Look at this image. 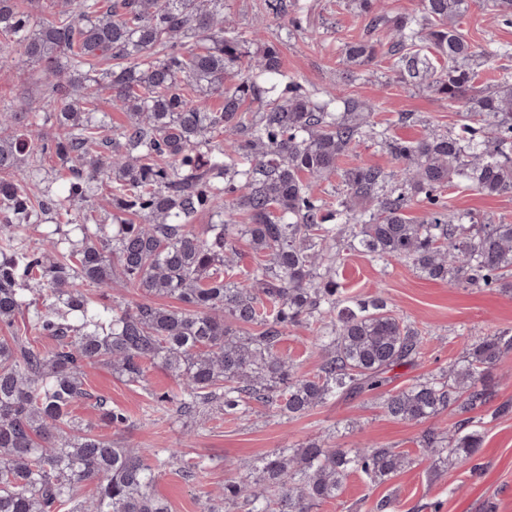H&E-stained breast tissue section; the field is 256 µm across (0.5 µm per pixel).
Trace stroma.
I'll list each match as a JSON object with an SVG mask.
<instances>
[{
  "label": "stroma",
  "instance_id": "stroma-1",
  "mask_svg": "<svg viewBox=\"0 0 512 512\" xmlns=\"http://www.w3.org/2000/svg\"><path fill=\"white\" fill-rule=\"evenodd\" d=\"M306 2L310 6L306 28L292 35L287 32V17L268 13L265 0H226V12L245 33L251 32L257 18H264L262 39L277 44L283 70L319 88L337 87L342 99L375 105V121L390 134L417 139L432 126L458 129L460 117L446 99L404 81L387 64L359 67L352 77H345L346 45L368 36L364 16L350 0ZM461 31L478 47L489 43L512 47V25H495L475 6L464 18ZM40 76L34 68L23 80L12 64L0 66V103L19 108L28 100L38 111L53 109V102L43 95ZM445 199L451 210L512 223V195L484 196L455 184L448 187ZM336 279L346 295L365 298L379 293L389 298L400 314L430 335L422 358L392 371L385 392L339 397L295 419L272 417L258 407L242 419L214 416L202 421L152 413V393L175 394L182 387L163 368L149 369L144 389L127 384L110 369L97 368L86 379L90 397L74 407V414L100 428L94 400L106 398L135 421L133 428L121 433L125 442L177 448L184 458L202 463L193 481L176 464L160 473L154 492L166 501L169 512H203V491L230 478L249 476L256 459L312 439L341 448L386 445L413 460L410 467L378 484L351 475L341 497L323 503L316 512H373L374 502L385 497L395 499V512H512V412L500 417L492 414L495 407L512 405V354L494 372L491 406L473 413L481 422L483 443L471 460L449 459L447 468L436 472L430 459L421 454L422 432L430 427L453 428L459 419L455 411L416 423L395 420L381 407L385 393L447 369L474 339L512 328V292L458 288L424 279L406 262H376L353 252L342 256ZM280 351L294 362L299 374L316 372L320 350L306 329L292 330Z\"/></svg>",
  "mask_w": 512,
  "mask_h": 512
}]
</instances>
